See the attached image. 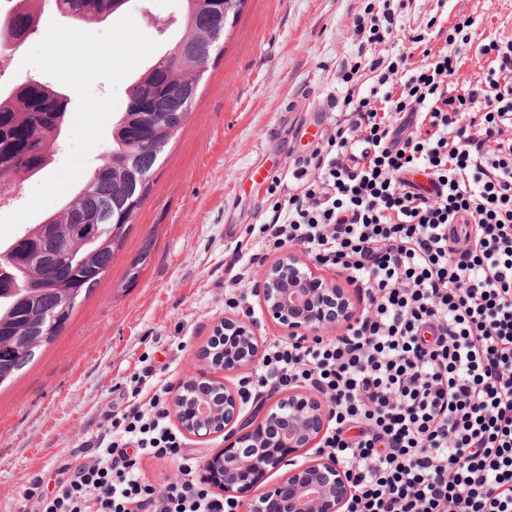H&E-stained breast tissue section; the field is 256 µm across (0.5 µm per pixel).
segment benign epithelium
<instances>
[{
  "instance_id": "7a95c632",
  "label": "benign epithelium",
  "mask_w": 512,
  "mask_h": 512,
  "mask_svg": "<svg viewBox=\"0 0 512 512\" xmlns=\"http://www.w3.org/2000/svg\"><path fill=\"white\" fill-rule=\"evenodd\" d=\"M193 99L182 93L168 97L167 112H187ZM318 282L319 288L311 287ZM269 318L286 327L288 336L319 335L346 325L359 311L334 278L316 273L315 264L290 250L265 270L261 288ZM220 331L227 339L224 368L251 369L258 364L264 344L257 326L243 319H224ZM211 388L224 392V420H213L212 399L194 402L195 428L199 436L224 434L220 463L209 457L203 474L217 479L215 486L236 499L243 512H346L353 480L335 459L321 453L301 465L293 458L318 445L330 417L328 400L311 389L295 390L277 399L261 417L238 424L242 403L237 392L217 378ZM288 467L279 482L259 496L251 495L258 480Z\"/></svg>"
}]
</instances>
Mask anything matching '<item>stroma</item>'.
Instances as JSON below:
<instances>
[{"label":"stroma","instance_id":"35a3bbf8","mask_svg":"<svg viewBox=\"0 0 512 512\" xmlns=\"http://www.w3.org/2000/svg\"><path fill=\"white\" fill-rule=\"evenodd\" d=\"M370 0H242L188 115L160 160L124 245L96 290L40 357L0 387V512H34L32 480L53 492L62 465L144 364L166 366L180 390L197 376L224 305V260L268 212L267 188L328 134L340 72L355 61ZM184 0H129L161 48L179 34ZM512 35V0H408L411 27ZM145 264L133 283L132 263Z\"/></svg>","mask_w":512,"mask_h":512}]
</instances>
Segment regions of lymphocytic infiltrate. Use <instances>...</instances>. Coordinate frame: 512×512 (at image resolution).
Returning a JSON list of instances; mask_svg holds the SVG:
<instances>
[{"mask_svg": "<svg viewBox=\"0 0 512 512\" xmlns=\"http://www.w3.org/2000/svg\"><path fill=\"white\" fill-rule=\"evenodd\" d=\"M472 25L408 36L494 55L461 92L448 52L352 65L327 139L288 168L293 194L225 263L237 285L246 264L297 246L365 292L345 334L273 339L239 381L247 400L332 399L319 449L353 477L347 512H512V39L477 40ZM363 69L373 81L358 93ZM166 393L143 366L86 462L52 494L29 488L36 512H236L170 425ZM143 454L177 461L179 478L156 489Z\"/></svg>", "mask_w": 512, "mask_h": 512, "instance_id": "lymphocytic-infiltrate-1", "label": "lymphocytic infiltrate"}]
</instances>
